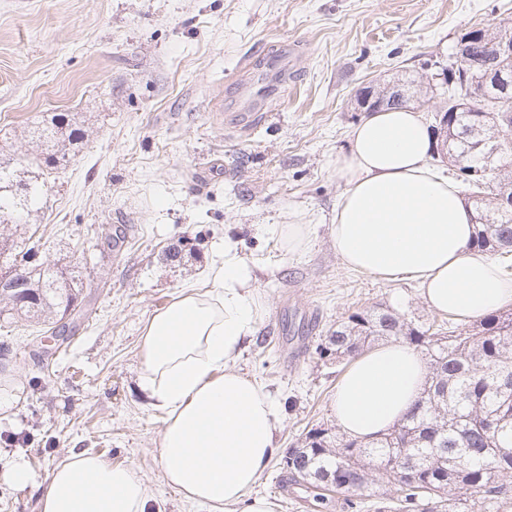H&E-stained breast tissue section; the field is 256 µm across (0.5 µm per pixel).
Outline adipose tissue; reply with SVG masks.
Instances as JSON below:
<instances>
[{
    "mask_svg": "<svg viewBox=\"0 0 512 512\" xmlns=\"http://www.w3.org/2000/svg\"><path fill=\"white\" fill-rule=\"evenodd\" d=\"M435 140L419 112L367 114L336 157L344 193L331 224L349 268L395 280L409 277L423 302L459 318L512 304V278L474 249V215L452 180L427 163ZM260 268L238 247L224 248L210 288H186L149 320L139 385L164 414L160 462L167 485L213 512H275L248 489L280 451L279 408L270 392L232 367L256 335L263 301ZM427 365L394 342L351 361L336 385V422L348 436L372 439L412 407ZM8 476L35 486L34 512H150L147 485L129 466L73 450L43 482L22 463Z\"/></svg>",
    "mask_w": 512,
    "mask_h": 512,
    "instance_id": "adipose-tissue-1",
    "label": "adipose tissue"
}]
</instances>
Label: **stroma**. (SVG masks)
<instances>
[{
	"label": "stroma",
	"mask_w": 512,
	"mask_h": 512,
	"mask_svg": "<svg viewBox=\"0 0 512 512\" xmlns=\"http://www.w3.org/2000/svg\"><path fill=\"white\" fill-rule=\"evenodd\" d=\"M493 21L512 23V0H0V158L36 152L45 112L74 114L88 133L58 169L19 167L43 192L0 233L22 243L43 229L47 259L86 258L94 283L90 317L61 346L43 345L36 326L0 325V387L12 397L0 410V512L34 509V489L6 476L11 462L43 478L74 448L132 466L153 512H209L165 483L164 417L139 376L149 319L185 286L205 287L228 243L263 266L266 299L257 341L234 369L278 401L282 448L335 426L344 367L319 358L320 336L376 304L418 324L435 316L415 280L350 270L332 245L344 191L336 156L361 118L355 96L404 73L433 82L415 106L433 124L438 73L465 32ZM280 52L291 61L264 96L266 119L231 121L247 65ZM120 224L129 237L115 259L99 242ZM265 224L310 225V248L284 254ZM183 236L192 251L165 259ZM251 493L276 512H351L340 498L314 502L276 460Z\"/></svg>",
	"instance_id": "35a3bbf8"
}]
</instances>
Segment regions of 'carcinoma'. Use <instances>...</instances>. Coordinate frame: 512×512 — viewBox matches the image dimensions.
Returning a JSON list of instances; mask_svg holds the SVG:
<instances>
[{"instance_id":"1","label":"carcinoma","mask_w":512,"mask_h":512,"mask_svg":"<svg viewBox=\"0 0 512 512\" xmlns=\"http://www.w3.org/2000/svg\"><path fill=\"white\" fill-rule=\"evenodd\" d=\"M480 74L469 66L448 67V106L458 103L464 89ZM407 100L386 103L385 109L407 106L428 94L423 85L405 82ZM482 118L463 110L448 113V162L470 197L484 203L475 208L474 247L505 256L512 252V139L501 137L512 124V101L491 85L478 103ZM482 124L484 137L501 144L490 165L474 152L461 157L467 145L464 128ZM40 151L24 162L38 169L57 166L76 155L85 133L63 114L43 119L39 129ZM0 193L12 200L8 215L18 214L33 203L36 189L14 179L10 168L0 167ZM42 238L20 245L0 236V272L18 264L28 270L21 287L26 302L14 293H0V319L25 321L40 326L46 337L70 331V322L87 315L84 289L87 263L65 267L42 255ZM405 342L424 352L428 376L418 400L406 416L381 437L362 442L341 432L315 427L307 431L301 446L288 450L284 467L294 481L318 490L314 499L324 503L341 488L344 472L377 473L383 483L381 501L370 504L373 512H470L461 502L464 495L506 505L512 499V312L484 318L480 328L433 320L417 325L395 311L379 306L361 308L321 339L316 353L324 359L349 361L379 341ZM497 425L488 430L486 421ZM407 453L416 457L412 477L402 475L397 459Z\"/></svg>"}]
</instances>
